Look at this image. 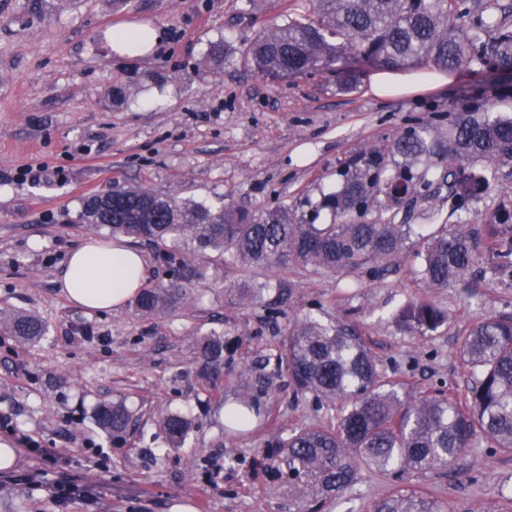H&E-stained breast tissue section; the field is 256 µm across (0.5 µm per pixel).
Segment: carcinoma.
Masks as SVG:
<instances>
[{
    "label": "carcinoma",
    "instance_id": "1",
    "mask_svg": "<svg viewBox=\"0 0 512 512\" xmlns=\"http://www.w3.org/2000/svg\"><path fill=\"white\" fill-rule=\"evenodd\" d=\"M313 15L260 31L241 60L255 70L288 78L309 73L339 58L372 62L391 71L430 62L442 72L477 67L512 81V3L509 0H310ZM233 62L224 41L210 43L206 63L219 69ZM498 97L483 111L459 113L443 126L415 122L387 149L349 160L341 183L323 195L309 218L285 207L256 216L231 205L218 207L162 195L142 186L107 187V201H82L78 219L113 235L144 239L168 262L170 248L196 244L201 255L227 254L249 267L292 261L308 274L360 276L389 270L402 254L411 258L432 288H446L470 275L491 280L512 276V213L507 207L476 226L463 219L490 188L486 171L512 164V117L493 116ZM334 221L319 224L320 212ZM425 223L414 224L415 216ZM203 271L176 274L168 288H145L133 300L136 312L152 315L183 299L177 281ZM271 288L255 281L237 292L254 300ZM398 325L425 336L446 322L428 299L406 300ZM23 341L46 329L33 315L0 318ZM204 369L224 367V335L198 342ZM458 352L472 384L464 400L443 392L407 401L367 347L356 324L309 313L285 340V357L298 400L313 398L336 406L328 425L302 428L283 441L291 485L301 501L327 502L350 486L363 465L381 472L425 473L452 464L480 439L488 448L512 452V316L488 314L459 339ZM257 416L249 397L225 414L224 427L243 431ZM126 405H99L95 422L114 436L126 432ZM159 427L173 446L184 444L189 421L167 414ZM368 512H444L426 492L399 489L376 500Z\"/></svg>",
    "mask_w": 512,
    "mask_h": 512
}]
</instances>
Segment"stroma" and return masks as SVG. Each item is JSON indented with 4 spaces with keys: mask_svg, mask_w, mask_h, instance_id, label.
I'll return each instance as SVG.
<instances>
[{
    "mask_svg": "<svg viewBox=\"0 0 512 512\" xmlns=\"http://www.w3.org/2000/svg\"><path fill=\"white\" fill-rule=\"evenodd\" d=\"M29 0H0V314L29 313L47 328L36 342L0 330V440L16 464L0 472V512H366L397 488H418L448 512H512V454L474 443L448 467L386 475L361 469L327 507L301 503L288 482L280 441L324 425L336 411L295 400L284 355L294 321L312 303L356 320L388 376L412 397L441 390L464 398L469 376L458 356L463 331L487 313L512 315V278L428 287L406 257L384 276H303L296 263L251 270L210 257L207 276L183 281L180 304L152 316L133 305L86 313L64 295L70 251L107 228L77 219L82 200L112 181L217 206L302 213L334 188L349 159L384 149L409 123L477 109L485 74L462 69L444 84L376 95L363 66L356 90H340L339 69L273 79L241 64H205L223 39L241 56L258 31L286 15L307 16L309 0H77L43 19ZM160 30L140 54L112 50V27ZM130 84L124 104L106 90ZM54 171L42 184L15 180L27 164ZM292 285L285 304L247 302L227 287L252 279ZM410 297L434 301L446 323L425 337L401 330L395 309ZM224 335V371L201 374V336ZM254 397L267 424L238 434L224 407ZM124 401L135 421L112 438L93 420L102 402ZM189 419L184 446H169L159 419ZM73 483L88 499L62 504Z\"/></svg>",
    "mask_w": 512,
    "mask_h": 512,
    "instance_id": "35a3bbf8",
    "label": "stroma"
}]
</instances>
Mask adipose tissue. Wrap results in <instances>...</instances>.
Listing matches in <instances>:
<instances>
[{"mask_svg": "<svg viewBox=\"0 0 512 512\" xmlns=\"http://www.w3.org/2000/svg\"><path fill=\"white\" fill-rule=\"evenodd\" d=\"M144 279V259L125 241L87 240L70 252L61 287L87 312L112 311L132 299Z\"/></svg>", "mask_w": 512, "mask_h": 512, "instance_id": "obj_1", "label": "adipose tissue"}]
</instances>
